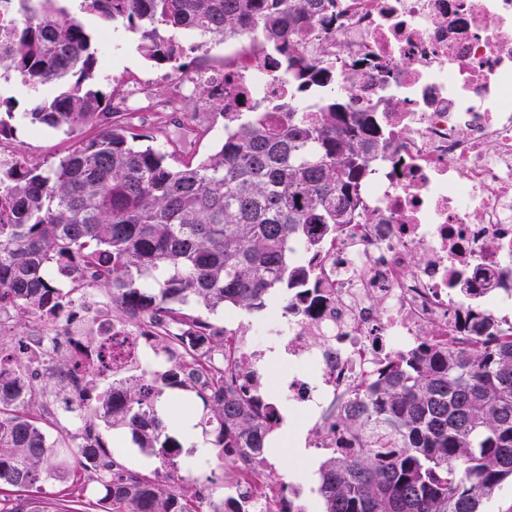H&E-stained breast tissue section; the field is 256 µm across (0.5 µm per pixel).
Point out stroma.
<instances>
[{
  "instance_id": "obj_1",
  "label": "stroma",
  "mask_w": 512,
  "mask_h": 512,
  "mask_svg": "<svg viewBox=\"0 0 512 512\" xmlns=\"http://www.w3.org/2000/svg\"><path fill=\"white\" fill-rule=\"evenodd\" d=\"M85 21L96 38L97 88L125 99L134 124L146 130L155 129L169 119L170 111L164 105L168 96L185 99L195 123L209 130L206 138L197 141L196 153L205 155L214 151L224 137V118L212 102L201 96L199 87L210 80H223L226 70L223 45H212L188 70L176 74L168 65L147 60L139 49L137 35L117 25H104L90 15ZM0 94L13 98L16 103L12 120L14 134L0 141L1 148L21 151L34 163H52L73 145V138L63 131L29 123L24 116L29 100L26 88L5 81L0 83ZM98 432L107 452L120 463L160 485H168L171 463L145 456L133 447H120V437L111 429L102 426ZM267 461L273 472L284 479L295 469L308 472V480L298 483L297 488L304 505L319 504L316 493L321 462L319 452L292 457L286 448L279 447L268 455Z\"/></svg>"
}]
</instances>
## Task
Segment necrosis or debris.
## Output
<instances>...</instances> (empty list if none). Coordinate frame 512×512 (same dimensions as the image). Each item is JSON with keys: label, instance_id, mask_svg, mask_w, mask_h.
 Returning <instances> with one entry per match:
<instances>
[{"label": "necrosis or debris", "instance_id": "obj_1", "mask_svg": "<svg viewBox=\"0 0 512 512\" xmlns=\"http://www.w3.org/2000/svg\"><path fill=\"white\" fill-rule=\"evenodd\" d=\"M307 50L336 68H360L356 108L375 114L354 224L315 230L319 301L271 313L251 337L236 336L235 358L260 396L258 338L276 336L288 352L284 390L304 407L321 448L345 442L336 425L388 360L424 347H471L463 324L480 310L512 327V0H336L330 33ZM235 110L288 98L267 58L237 45ZM70 304L55 316L0 302V335L26 321L23 352L46 369L69 352L91 370L83 409H97L112 377L90 336H113L126 366L144 365L148 345L112 317L90 280L57 281Z\"/></svg>", "mask_w": 512, "mask_h": 512}]
</instances>
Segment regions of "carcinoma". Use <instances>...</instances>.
Listing matches in <instances>:
<instances>
[{
	"label": "carcinoma",
	"mask_w": 512,
	"mask_h": 512,
	"mask_svg": "<svg viewBox=\"0 0 512 512\" xmlns=\"http://www.w3.org/2000/svg\"><path fill=\"white\" fill-rule=\"evenodd\" d=\"M0 0L3 77L35 92L24 112L33 125L68 134L93 128L58 161L23 158L0 166V300L53 313L60 307L47 274H71L70 262L93 248L85 274L110 291L112 313L154 329L153 353L167 366L112 377V395L80 420L79 437L44 403L59 384L46 372L28 384L0 368V486L16 498L3 512H38L25 492L53 483L80 487L61 512H252L235 509L205 488L166 489L101 452L98 423L133 435L142 450L172 458L182 444L160 416L159 397L180 388L202 404L197 427L212 437L224 466L266 468L278 408L255 401L236 380L224 329L188 308L262 310L307 298L314 283V242L297 261L288 243L316 226L334 230L360 216L356 196L370 149L378 141L371 112L354 107L358 75L344 95L325 91L330 70L303 50L335 16L326 0ZM119 23L140 35L144 57L175 71L185 50L236 41L266 54L288 72V100L266 112L224 113V139L204 158L170 136L132 132L112 95L95 88L97 50L83 15ZM168 35L162 36L159 30ZM199 40L184 48L180 37ZM52 85L50 98L36 94ZM15 103L0 96V140L13 134ZM469 320L482 342L473 348L426 349L389 361L342 412L357 444L330 451L319 467L322 512H484L483 504L512 481V333L480 313ZM56 370L75 392L84 370L64 353ZM95 484L97 499L84 495Z\"/></svg>",
	"instance_id": "obj_1"
}]
</instances>
